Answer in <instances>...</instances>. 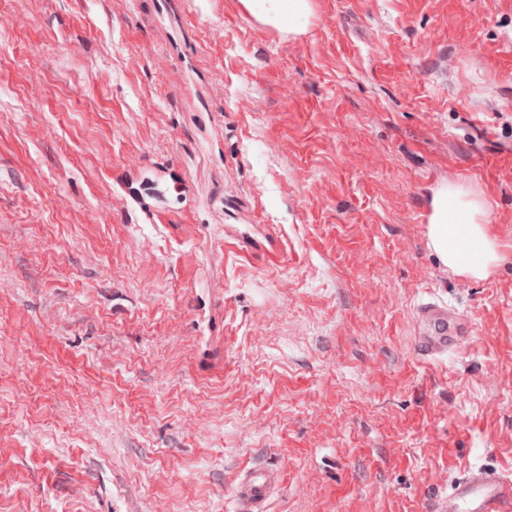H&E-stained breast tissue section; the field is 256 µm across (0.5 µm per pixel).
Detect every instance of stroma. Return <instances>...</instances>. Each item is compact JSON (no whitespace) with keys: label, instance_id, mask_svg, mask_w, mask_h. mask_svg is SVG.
I'll use <instances>...</instances> for the list:
<instances>
[{"label":"stroma","instance_id":"stroma-1","mask_svg":"<svg viewBox=\"0 0 512 512\" xmlns=\"http://www.w3.org/2000/svg\"><path fill=\"white\" fill-rule=\"evenodd\" d=\"M311 6L0 28V512H236L249 466L283 476L265 512H434L512 472V0ZM447 184L486 202L487 278L427 246ZM429 294L471 332L424 363ZM247 11L265 24L301 30L310 15L309 0H242Z\"/></svg>","mask_w":512,"mask_h":512}]
</instances>
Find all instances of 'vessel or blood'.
<instances>
[{"mask_svg":"<svg viewBox=\"0 0 512 512\" xmlns=\"http://www.w3.org/2000/svg\"><path fill=\"white\" fill-rule=\"evenodd\" d=\"M468 330L446 303L422 302L415 312L413 350L420 360L439 359L457 350ZM280 479L275 470L246 471L234 488L238 512H263ZM443 512H512V476L477 468L450 480Z\"/></svg>","mask_w":512,"mask_h":512,"instance_id":"obj_1","label":"vessel or blood"}]
</instances>
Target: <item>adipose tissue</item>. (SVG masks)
I'll list each match as a JSON object with an SVG mask.
<instances>
[{
	"instance_id": "ef3b65f1",
	"label": "adipose tissue",
	"mask_w": 512,
	"mask_h": 512,
	"mask_svg": "<svg viewBox=\"0 0 512 512\" xmlns=\"http://www.w3.org/2000/svg\"><path fill=\"white\" fill-rule=\"evenodd\" d=\"M247 11L263 23L292 31L305 27L310 0H242ZM429 247L455 273L482 278L499 260L498 245L484 221L480 197L464 188L440 187L427 227Z\"/></svg>"
}]
</instances>
